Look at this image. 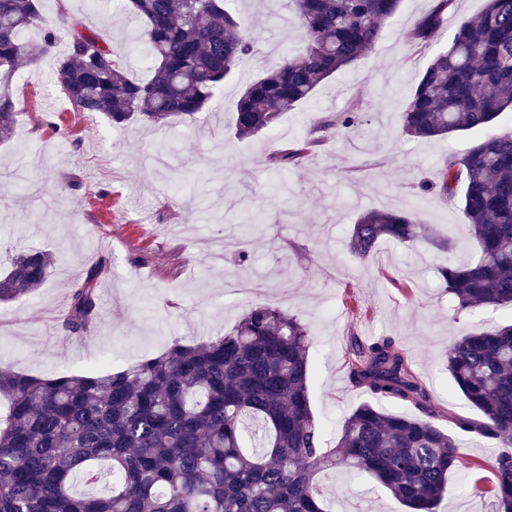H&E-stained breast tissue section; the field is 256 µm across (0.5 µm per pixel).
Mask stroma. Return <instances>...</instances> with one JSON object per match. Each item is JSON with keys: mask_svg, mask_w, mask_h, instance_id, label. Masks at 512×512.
<instances>
[{"mask_svg": "<svg viewBox=\"0 0 512 512\" xmlns=\"http://www.w3.org/2000/svg\"><path fill=\"white\" fill-rule=\"evenodd\" d=\"M432 5L403 0L372 52L336 72L274 131L247 139L227 125L244 78L228 79L200 121L115 128L100 115L80 121L51 80L53 55L23 65L11 85L16 132L0 143V243L49 251L54 264L41 288L0 304V366L38 376L96 374L127 368L177 339L206 342L230 331L246 310L225 294V280H249L261 285L252 303L288 310L309 330L311 406L326 447L336 446L345 416L372 399L349 378L355 341L392 340L425 380L435 422L449 434L457 432L454 417L477 418L454 389L444 353L462 329L507 323L512 308L456 310L437 269L448 260L472 262L479 249L461 214L417 186L484 133L414 140L401 136L400 117L423 68L485 0H457L438 36L416 47L411 26ZM68 8L126 52L131 77L147 78L122 0H69ZM235 8L256 42L245 77L300 47L288 0H237ZM356 101L366 122L343 134L320 129ZM309 135L319 140L311 160L281 175L269 167L271 154ZM414 200L419 220L448 234L451 250L383 241L366 258L350 253L361 212ZM249 226L255 234L242 263L234 244ZM97 262L106 266L99 288L111 299L89 332L67 338L59 321L72 282ZM321 482L328 512H407L368 475L339 467Z\"/></svg>", "mask_w": 512, "mask_h": 512, "instance_id": "1", "label": "stroma"}]
</instances>
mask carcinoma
Wrapping results in <instances>:
<instances>
[{"mask_svg": "<svg viewBox=\"0 0 512 512\" xmlns=\"http://www.w3.org/2000/svg\"><path fill=\"white\" fill-rule=\"evenodd\" d=\"M59 16L66 50L53 80L78 111L112 125L196 119L254 51L234 0H126L139 22L136 42L150 61L144 83L103 35ZM302 46L245 86L231 124L240 138L275 128L336 72L372 51L400 0H290ZM457 0H435L411 29L426 45ZM32 27L41 45L23 40ZM61 40L45 24L39 0H0V141L17 117L9 87L21 60H37ZM512 109V0H486L448 47L427 64L401 112L402 135L429 139L484 129L462 156L450 155L420 192L460 209L478 259L439 269L458 309L512 305V128L491 131ZM360 106L328 117L340 132L365 121ZM307 137L270 157L278 171L310 156ZM416 209L363 213L350 252L370 254L383 239L409 249L429 239ZM50 254L20 251L0 274V302L46 281ZM104 266L87 267L70 291L60 327L77 335L96 321ZM311 336L297 316L251 306L227 334L202 344L175 341L120 371L39 377L0 367V512H326L317 475L336 466L371 475L410 512H438L461 463L458 439L438 427L429 394L390 340L353 346L352 382L378 397L408 402L410 416L371 404L345 419L338 445L322 447L324 427L310 395ZM448 374L481 419L456 427L496 440L490 492L497 512H512V325L474 327L455 338ZM84 490L75 491L77 480Z\"/></svg>", "mask_w": 512, "mask_h": 512, "instance_id": "obj_1", "label": "carcinoma"}]
</instances>
